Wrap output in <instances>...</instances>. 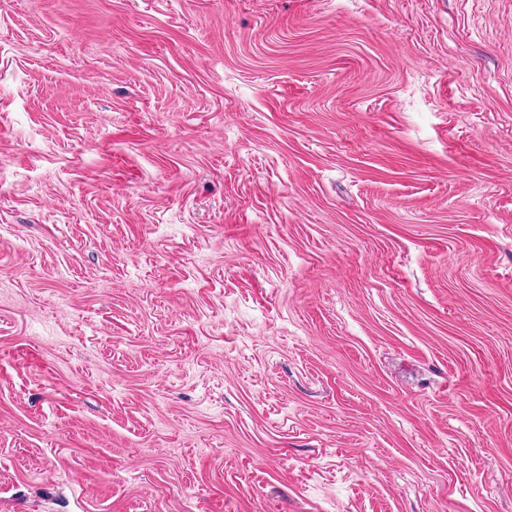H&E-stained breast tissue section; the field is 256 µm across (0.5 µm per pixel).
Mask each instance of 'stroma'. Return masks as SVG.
Here are the masks:
<instances>
[{
  "instance_id": "1",
  "label": "stroma",
  "mask_w": 512,
  "mask_h": 512,
  "mask_svg": "<svg viewBox=\"0 0 512 512\" xmlns=\"http://www.w3.org/2000/svg\"><path fill=\"white\" fill-rule=\"evenodd\" d=\"M0 512H512V0H0Z\"/></svg>"
}]
</instances>
